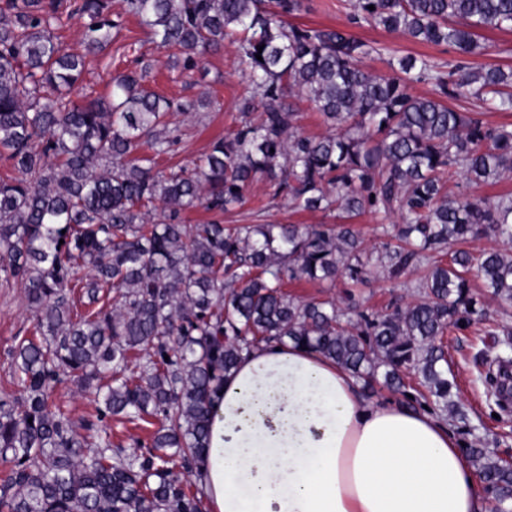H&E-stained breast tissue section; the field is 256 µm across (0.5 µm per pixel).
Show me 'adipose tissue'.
<instances>
[{
  "instance_id": "ef3b65f1",
  "label": "adipose tissue",
  "mask_w": 512,
  "mask_h": 512,
  "mask_svg": "<svg viewBox=\"0 0 512 512\" xmlns=\"http://www.w3.org/2000/svg\"><path fill=\"white\" fill-rule=\"evenodd\" d=\"M194 474L209 512H485L444 420L365 400L292 343L260 345L225 376Z\"/></svg>"
}]
</instances>
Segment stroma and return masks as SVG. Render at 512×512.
Segmentation results:
<instances>
[{
	"instance_id": "1",
	"label": "stroma",
	"mask_w": 512,
	"mask_h": 512,
	"mask_svg": "<svg viewBox=\"0 0 512 512\" xmlns=\"http://www.w3.org/2000/svg\"><path fill=\"white\" fill-rule=\"evenodd\" d=\"M349 3L350 0H302V8L293 21L299 25L347 30L364 41L385 47L384 55H373L364 61L365 67L377 74H389L388 60L392 57L428 56L438 62L453 58L454 53L448 48L352 23ZM479 36L485 50L472 56L474 67L490 64L512 67V30L486 29ZM85 55L84 73L73 91L74 97L106 94L112 74L128 70L131 60L138 58L149 67L147 88L157 94L183 100H196L207 94L217 99L215 108L171 116V123L180 127L183 136L171 152L157 158L156 170L167 172L184 165L206 151L214 139L227 135L236 124L235 103L246 84V76L231 46L204 55L193 70L174 68L168 63L167 51L148 42L137 19L125 16L118 39L103 52ZM247 199L244 208L224 215L225 223L321 224L325 221L322 213H295L285 204L271 203L267 184L262 179L253 182ZM288 290L303 300L331 297L341 306L351 299L360 309L368 311H383L414 301L416 297L415 289L388 281L378 269L371 270L355 289L340 278L332 288L301 282L290 284ZM486 307L487 316L472 317L469 323L450 328L443 338L448 368L458 386L456 398L468 415L467 423L455 421L451 428L459 441L467 443L472 436L482 437L488 448L506 458L512 457V409L506 411L497 404L489 376L504 354L501 334L512 332V306L503 307L487 299ZM29 327L23 286L0 281V394L17 389L10 350L18 337L27 335Z\"/></svg>"
}]
</instances>
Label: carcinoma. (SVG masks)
Returning a JSON list of instances; mask_svg holds the SVG:
<instances>
[{
    "label": "carcinoma",
    "mask_w": 512,
    "mask_h": 512,
    "mask_svg": "<svg viewBox=\"0 0 512 512\" xmlns=\"http://www.w3.org/2000/svg\"><path fill=\"white\" fill-rule=\"evenodd\" d=\"M61 7H0V156L13 170L0 180V279L24 286L33 323L11 351L18 394L0 396V512H202L181 475L208 447L224 377L262 343L307 346L370 395L382 388L402 405L433 404L465 421L438 341L476 313L471 272L492 299L512 304V255L467 248L488 234L512 242V194H467L512 174V125L483 119L512 110V68L460 62L444 71L402 56L392 74L376 75L362 62L380 48L289 22L301 0H125V13L157 47L177 50L182 68L227 41L247 76L235 129L193 168L164 173L153 157L181 139L169 115L207 99L161 97L144 86V68L113 78L105 96L72 100L85 62L57 42ZM353 8L357 23L464 57L480 49L476 30L512 28V0ZM72 13L85 19L88 54L121 33L111 0H74ZM415 83L435 96L413 95ZM295 91L332 133L300 132L286 103ZM461 98L480 109L446 104ZM260 177L272 199L343 223H184L190 210L243 207ZM365 213L380 217L381 242L369 252L351 224ZM370 267L393 282L417 272L418 298L379 313L286 291L338 275L357 284ZM68 380L93 395L95 419L78 426L51 402ZM112 417L156 418L148 453L112 445ZM465 452L494 512H512V464L479 438Z\"/></svg>",
    "instance_id": "1"
}]
</instances>
